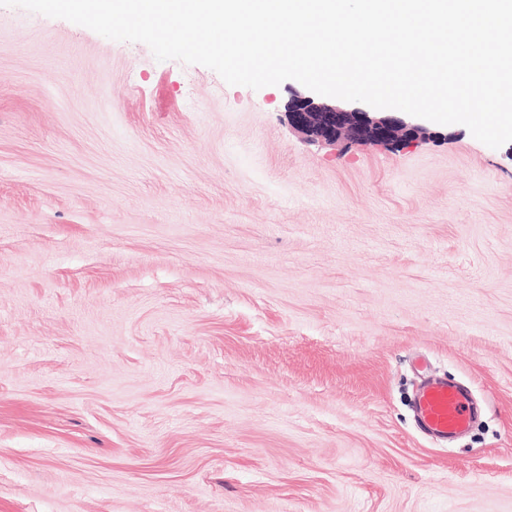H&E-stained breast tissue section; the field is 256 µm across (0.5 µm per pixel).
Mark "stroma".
<instances>
[{"label": "stroma", "mask_w": 512, "mask_h": 512, "mask_svg": "<svg viewBox=\"0 0 512 512\" xmlns=\"http://www.w3.org/2000/svg\"><path fill=\"white\" fill-rule=\"evenodd\" d=\"M309 94L0 6V512H512V142ZM369 114L316 104L311 98H296L288 105L291 126L312 141L336 143L341 137H346L360 143L389 144L412 142L424 133L421 127L401 117H373ZM417 408L425 430L444 440L465 432L472 422L468 397L448 381L429 383L418 398Z\"/></svg>", "instance_id": "stroma-1"}]
</instances>
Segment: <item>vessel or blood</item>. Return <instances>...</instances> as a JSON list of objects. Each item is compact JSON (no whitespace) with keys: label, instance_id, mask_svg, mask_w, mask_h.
<instances>
[{"label":"vessel or blood","instance_id":"obj_1","mask_svg":"<svg viewBox=\"0 0 512 512\" xmlns=\"http://www.w3.org/2000/svg\"><path fill=\"white\" fill-rule=\"evenodd\" d=\"M417 408L425 430L444 440L465 432L472 422L466 394L444 381L429 383L418 398Z\"/></svg>","mask_w":512,"mask_h":512}]
</instances>
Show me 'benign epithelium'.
<instances>
[{
  "instance_id": "1",
  "label": "benign epithelium",
  "mask_w": 512,
  "mask_h": 512,
  "mask_svg": "<svg viewBox=\"0 0 512 512\" xmlns=\"http://www.w3.org/2000/svg\"><path fill=\"white\" fill-rule=\"evenodd\" d=\"M291 126L310 140L334 143L342 137L369 144L412 142L423 129L403 118L373 117L367 112L347 111L337 106L317 104L311 98H296L288 105Z\"/></svg>"
}]
</instances>
